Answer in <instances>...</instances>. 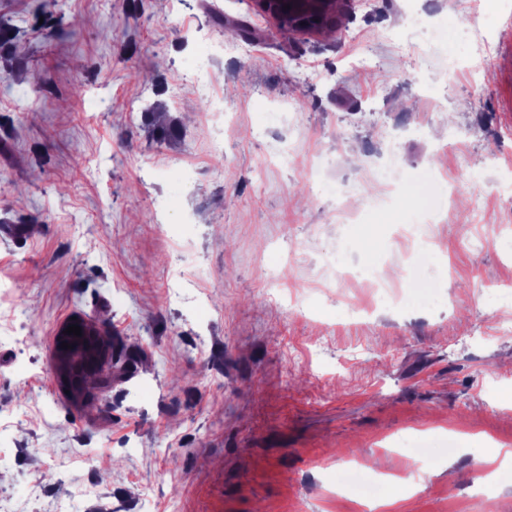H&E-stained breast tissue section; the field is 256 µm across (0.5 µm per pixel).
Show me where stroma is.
<instances>
[{"mask_svg":"<svg viewBox=\"0 0 512 512\" xmlns=\"http://www.w3.org/2000/svg\"><path fill=\"white\" fill-rule=\"evenodd\" d=\"M343 9L329 37L248 0H0L7 512L80 485L83 512H359L348 456L396 477L374 512H512V467L480 462L512 453V0ZM390 159L414 191L381 206ZM413 225L431 296L357 313L319 291L327 255L358 288L400 275ZM75 314L112 330V384L82 406L53 377Z\"/></svg>","mask_w":512,"mask_h":512,"instance_id":"1","label":"stroma"}]
</instances>
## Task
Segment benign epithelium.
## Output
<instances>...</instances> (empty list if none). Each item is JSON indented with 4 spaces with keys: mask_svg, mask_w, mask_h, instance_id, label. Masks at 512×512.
I'll return each mask as SVG.
<instances>
[{
    "mask_svg": "<svg viewBox=\"0 0 512 512\" xmlns=\"http://www.w3.org/2000/svg\"><path fill=\"white\" fill-rule=\"evenodd\" d=\"M254 10L273 19L276 23L288 22L304 29L307 18L320 15V5L324 0H249ZM76 325L81 335L74 336L65 330ZM71 345L61 348V343ZM85 366L95 370L98 376L112 375V337L106 326L93 319L76 316L67 319L58 328L54 348V377L62 390L76 403H82L92 394V388L85 383H76L73 373Z\"/></svg>",
    "mask_w": 512,
    "mask_h": 512,
    "instance_id": "benign-epithelium-1",
    "label": "benign epithelium"
}]
</instances>
